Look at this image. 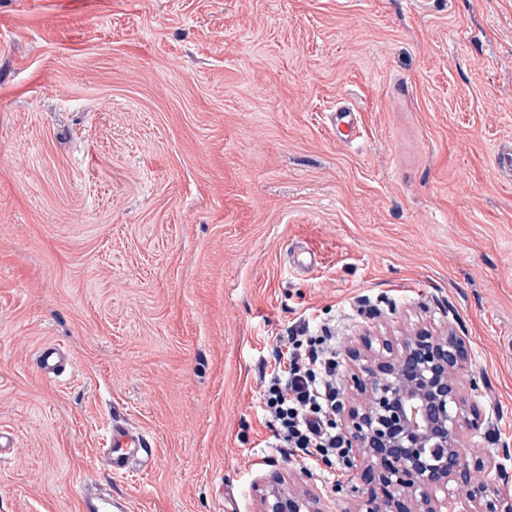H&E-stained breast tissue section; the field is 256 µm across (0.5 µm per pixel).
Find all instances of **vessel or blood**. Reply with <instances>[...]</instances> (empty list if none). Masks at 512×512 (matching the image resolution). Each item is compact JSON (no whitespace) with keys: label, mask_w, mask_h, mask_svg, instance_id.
<instances>
[{"label":"vessel or blood","mask_w":512,"mask_h":512,"mask_svg":"<svg viewBox=\"0 0 512 512\" xmlns=\"http://www.w3.org/2000/svg\"><path fill=\"white\" fill-rule=\"evenodd\" d=\"M37 367L45 378L56 379L71 370L72 365L58 347L46 345L39 351ZM151 456V444L145 433L114 421L105 431L96 462L113 476L124 478L136 465L148 462ZM78 499L79 512H131L129 499L113 497L111 492L99 490L90 482L82 485Z\"/></svg>","instance_id":"b4317fda"}]
</instances>
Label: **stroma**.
Returning <instances> with one entry per match:
<instances>
[{"mask_svg": "<svg viewBox=\"0 0 512 512\" xmlns=\"http://www.w3.org/2000/svg\"><path fill=\"white\" fill-rule=\"evenodd\" d=\"M355 112L360 136L330 115ZM512 0H0V512H263L261 377L290 325L348 348L452 329L512 497ZM318 255L307 274L290 252ZM369 297L372 314L352 313ZM72 373L37 368L43 344ZM154 458L111 478L104 426ZM79 512H131L126 497H112V492L99 490L92 482L81 486Z\"/></svg>", "mask_w": 512, "mask_h": 512, "instance_id": "stroma-1", "label": "stroma"}]
</instances>
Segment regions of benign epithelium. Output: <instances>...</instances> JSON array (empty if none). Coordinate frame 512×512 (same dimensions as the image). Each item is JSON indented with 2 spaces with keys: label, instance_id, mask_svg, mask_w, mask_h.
Masks as SVG:
<instances>
[{
  "label": "benign epithelium",
  "instance_id": "7a95c632",
  "mask_svg": "<svg viewBox=\"0 0 512 512\" xmlns=\"http://www.w3.org/2000/svg\"><path fill=\"white\" fill-rule=\"evenodd\" d=\"M382 347L371 356L349 352V395L339 411L346 448L371 475L370 488L352 487L355 512H440L439 491L464 495L474 512H512V500L490 485L496 462L463 452L465 432L482 424L461 379L465 341L421 329ZM259 494L264 512H320L313 493L282 480Z\"/></svg>",
  "mask_w": 512,
  "mask_h": 512
}]
</instances>
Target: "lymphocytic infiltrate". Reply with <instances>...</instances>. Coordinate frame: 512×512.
Instances as JSON below:
<instances>
[{"instance_id":"lymphocytic-infiltrate-1","label":"lymphocytic infiltrate","mask_w":512,"mask_h":512,"mask_svg":"<svg viewBox=\"0 0 512 512\" xmlns=\"http://www.w3.org/2000/svg\"><path fill=\"white\" fill-rule=\"evenodd\" d=\"M337 344L335 327L320 326L314 336L308 321L289 326L270 373L263 376L259 405L277 447L302 451L307 461L329 466L348 462L336 427Z\"/></svg>"}]
</instances>
